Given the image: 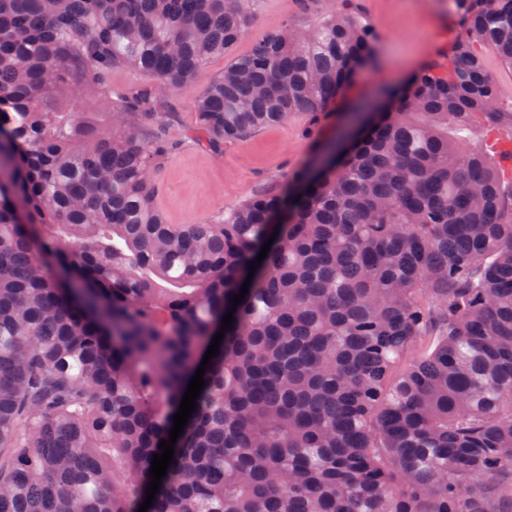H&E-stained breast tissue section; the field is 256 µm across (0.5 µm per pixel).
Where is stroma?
Wrapping results in <instances>:
<instances>
[{
	"instance_id": "obj_1",
	"label": "stroma",
	"mask_w": 512,
	"mask_h": 512,
	"mask_svg": "<svg viewBox=\"0 0 512 512\" xmlns=\"http://www.w3.org/2000/svg\"><path fill=\"white\" fill-rule=\"evenodd\" d=\"M357 15L377 34L376 54L360 71L333 121L325 130L334 138L353 106L375 99L379 91L398 85L423 64L445 60L460 28L453 0H352ZM336 0H313L302 10L299 0H261L255 17L235 48L249 52L252 44L284 20L308 26L333 14ZM201 89L193 83L161 95L174 118L167 136L177 148L161 161L152 176L155 207L170 224H191L237 207L258 193L277 188L286 175L311 163V147L302 135L303 116L252 132L223 153L202 147L193 135L191 102Z\"/></svg>"
}]
</instances>
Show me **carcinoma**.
<instances>
[{
  "label": "carcinoma",
  "instance_id": "obj_1",
  "mask_svg": "<svg viewBox=\"0 0 512 512\" xmlns=\"http://www.w3.org/2000/svg\"><path fill=\"white\" fill-rule=\"evenodd\" d=\"M259 2L0 0V512H138L271 236L147 512H512V150L458 137L512 143L484 63L512 68V0H454L448 64L332 140L375 32L343 9L269 32L192 101L200 141L300 112L316 162L168 224L159 91ZM117 67L146 81L114 101ZM78 80L109 111H73Z\"/></svg>",
  "mask_w": 512,
  "mask_h": 512
}]
</instances>
